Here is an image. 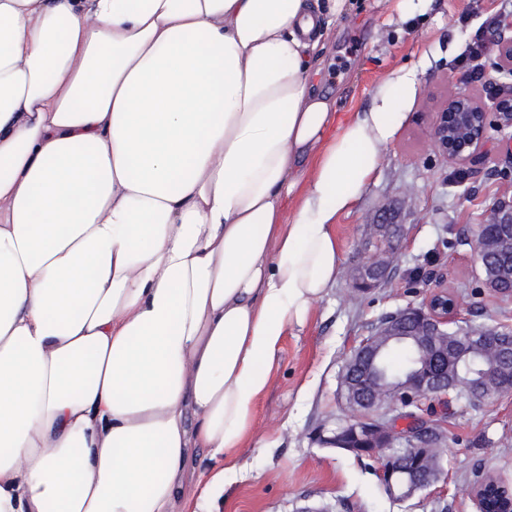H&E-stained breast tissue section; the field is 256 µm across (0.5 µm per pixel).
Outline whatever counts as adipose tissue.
I'll return each mask as SVG.
<instances>
[{
    "label": "adipose tissue",
    "instance_id": "ef3b65f1",
    "mask_svg": "<svg viewBox=\"0 0 512 512\" xmlns=\"http://www.w3.org/2000/svg\"><path fill=\"white\" fill-rule=\"evenodd\" d=\"M351 9L0 0V512H204L234 481L414 83L351 116L320 91Z\"/></svg>",
    "mask_w": 512,
    "mask_h": 512
}]
</instances>
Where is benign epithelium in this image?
Returning a JSON list of instances; mask_svg holds the SVG:
<instances>
[{
    "label": "benign epithelium",
    "instance_id": "7a95c632",
    "mask_svg": "<svg viewBox=\"0 0 512 512\" xmlns=\"http://www.w3.org/2000/svg\"><path fill=\"white\" fill-rule=\"evenodd\" d=\"M500 74L512 76V39L497 45ZM495 123L502 131L512 130V84L495 80L487 84ZM466 92H459L440 111L434 113L429 138L431 149L462 164L483 159L488 117ZM405 234L393 210H383L376 222L367 225L359 242L361 260L352 269V286L360 292L380 285L389 275L395 242ZM474 258L480 269L493 256L512 254V198L494 203L490 218L478 225L473 243ZM458 300L445 290L433 292L423 303L410 305L382 319L374 332L346 357L339 378L345 402L343 418L322 426L315 439L323 445L336 442V433L350 438L347 451L382 457L381 480L385 491L400 500L408 499L435 484L422 478L428 466L441 476L439 449L425 448L419 429L392 426L380 415L387 407L393 411L416 406L426 399L448 394V327L459 315ZM464 340L477 346L496 343L502 357L512 364V332L482 328L475 333L461 332ZM408 342L420 357L421 366L410 368L395 385L378 380L371 367L378 353L390 343ZM477 401L512 393V376L493 385L481 381L467 385Z\"/></svg>",
    "mask_w": 512,
    "mask_h": 512
}]
</instances>
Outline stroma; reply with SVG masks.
<instances>
[{"mask_svg":"<svg viewBox=\"0 0 512 512\" xmlns=\"http://www.w3.org/2000/svg\"><path fill=\"white\" fill-rule=\"evenodd\" d=\"M326 47L322 88L342 112L369 110L389 78L410 71V93L396 109L395 132L351 213L339 218L342 262L333 287L303 327L283 338L279 361L256 408L255 439L241 449L236 482L205 505L207 512H476L470 491L488 475L512 483V395L467 405L433 400L431 420L443 436L444 473L429 490L400 501L386 494L374 457L312 441L320 425L342 418L339 375L353 346L385 316L421 303L437 285L463 303L464 323L512 325V296L484 287L469 239L492 205L512 196V153L503 132L488 127L489 165L464 174L429 147L433 112L463 85L457 60L485 20L512 14V0H352ZM393 208L407 229L391 276L355 293L351 270L358 242L380 210ZM276 448L262 447L265 438Z\"/></svg>","mask_w":512,"mask_h":512,"instance_id":"1","label":"stroma"}]
</instances>
